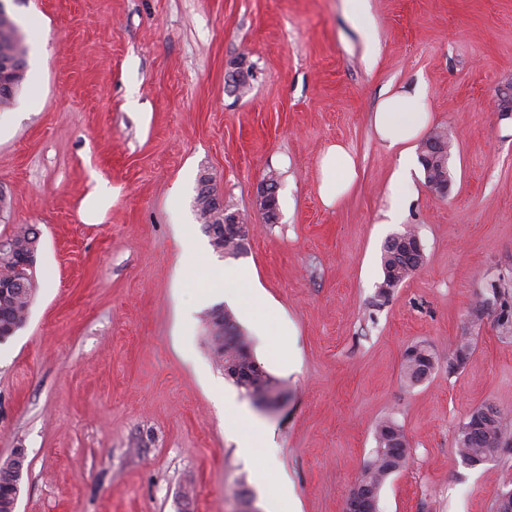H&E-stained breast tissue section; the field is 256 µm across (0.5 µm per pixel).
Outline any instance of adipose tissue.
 Masks as SVG:
<instances>
[{"label":"adipose tissue","instance_id":"obj_1","mask_svg":"<svg viewBox=\"0 0 512 512\" xmlns=\"http://www.w3.org/2000/svg\"><path fill=\"white\" fill-rule=\"evenodd\" d=\"M420 90L407 87L386 88L373 115L376 136L388 148L398 150L401 162L391 187L389 219H397L404 194L411 182L406 144L417 139L430 123ZM319 197L324 206H338L349 195L358 179L354 153L343 143L328 145L319 163Z\"/></svg>","mask_w":512,"mask_h":512}]
</instances>
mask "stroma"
I'll return each mask as SVG.
<instances>
[{
    "label": "stroma",
    "instance_id": "stroma-1",
    "mask_svg": "<svg viewBox=\"0 0 512 512\" xmlns=\"http://www.w3.org/2000/svg\"><path fill=\"white\" fill-rule=\"evenodd\" d=\"M0 2L28 45L24 83L0 108V237L41 232L35 297L0 342V463L27 455L18 512H344L387 417L410 457L379 512H492L512 452L467 467L454 436L480 404L512 410V338L496 311L470 317L491 287L512 289V112L497 99L512 83V0H368L372 56L347 0ZM238 60L253 73L239 95L227 87ZM390 83L424 89L429 129L451 146L443 198L410 149L395 224L398 154L371 125ZM337 141L359 178L328 208L318 163ZM203 177L252 228L238 257L178 252L176 226L204 236ZM270 177L275 224L257 204ZM100 180L112 198L93 211ZM408 228L425 261L378 297L383 245ZM237 266L267 295L231 314L280 382L272 410L204 341ZM464 335L475 349L449 373ZM418 342L438 367L411 386L402 361ZM228 393L273 431L276 470L239 454L218 410ZM281 474L295 501L277 496Z\"/></svg>",
    "mask_w": 512,
    "mask_h": 512
}]
</instances>
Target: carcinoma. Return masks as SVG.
Here are the masks:
<instances>
[{"mask_svg":"<svg viewBox=\"0 0 512 512\" xmlns=\"http://www.w3.org/2000/svg\"><path fill=\"white\" fill-rule=\"evenodd\" d=\"M9 51L27 59L28 47L25 37L8 15L0 16V55ZM217 194L213 187L198 189L195 208L203 230L224 222V210L213 203ZM414 236L405 230L390 237L384 244L381 265L382 280L378 284L379 296L386 298L392 290L401 285L423 259L419 256H405L396 248V243ZM16 253L36 265L38 256L39 230L22 225L11 235ZM211 244L218 253L238 256L246 250V244L234 236L222 239L211 238ZM33 296L17 292L0 301V341L11 335L24 321ZM487 300L498 311L497 325L504 335H512V293L507 288L490 289ZM205 341L218 367L226 368L239 361V347L244 345L230 313L217 308L206 314ZM472 354V341L468 336L459 337L448 355V373L462 370ZM438 365L436 355L425 345L416 343L408 347L404 355V377L415 385L432 375ZM512 438V414L496 410L491 419H483V406L474 408L469 417L459 426L455 438L456 453L466 466L472 467L493 459L507 438ZM377 449L362 471L358 484L381 490L386 480L402 470L408 461V442L403 427L394 420L381 421L375 431ZM402 448L397 456H389L383 448Z\"/></svg>","mask_w":512,"mask_h":512,"instance_id":"1","label":"carcinoma"}]
</instances>
